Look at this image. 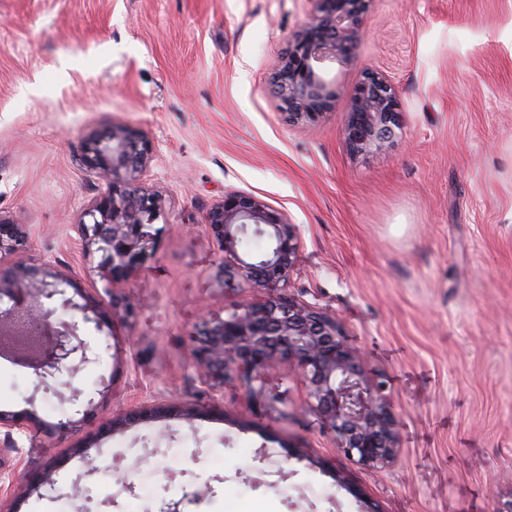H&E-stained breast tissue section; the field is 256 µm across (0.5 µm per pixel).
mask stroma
I'll use <instances>...</instances> for the list:
<instances>
[{"label":"stroma","instance_id":"35a3bbf8","mask_svg":"<svg viewBox=\"0 0 512 512\" xmlns=\"http://www.w3.org/2000/svg\"><path fill=\"white\" fill-rule=\"evenodd\" d=\"M311 0H0V215L24 260L102 288L76 243L100 193L81 158L122 125L160 146L142 183L161 199L154 254L121 293L132 318L86 325L98 363L35 392L0 358V412L72 431L0 446V512H499L512 502V0H372L333 110L288 125L271 82ZM388 76L401 137L353 153L343 127L365 68ZM286 213L300 237L287 292L336 318L384 386L396 458L366 466L307 387L264 369L274 410L232 373L203 382L187 350L203 320L265 301L225 284L204 224L225 192ZM93 400L75 416L71 388ZM178 416L131 426L133 410ZM112 434L100 435L108 421ZM94 465H87V458ZM53 486L27 480L52 460Z\"/></svg>","mask_w":512,"mask_h":512}]
</instances>
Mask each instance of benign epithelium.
Wrapping results in <instances>:
<instances>
[{"label":"benign epithelium","instance_id":"1","mask_svg":"<svg viewBox=\"0 0 512 512\" xmlns=\"http://www.w3.org/2000/svg\"><path fill=\"white\" fill-rule=\"evenodd\" d=\"M308 21L290 38L273 77V94L290 125H313L334 106V66L356 60L363 18L371 0H314ZM399 94L383 74L371 72L351 90L344 127L345 141L355 153L385 151L399 136ZM156 153L143 133L108 127L82 144V160L95 171L103 191L86 207L76 225L85 253L99 255L104 296H83L77 303L64 286L80 288L51 264L31 265L21 259L28 245L23 225L0 215V351L33 366L36 390L50 392L57 374L98 362L101 353L80 335V325L98 322L112 311L129 312L112 285L125 281L155 247L161 213L159 198L140 182ZM213 237L233 256L224 280L270 292L260 304L238 306L222 318L203 322L188 350L199 376L221 382L235 372L248 392L265 395L261 370L276 361L303 378L310 410L330 423L342 452L364 465L389 462L397 454V421L382 386L368 374L360 354L347 347L336 319L286 294L298 259L294 225L281 211L255 196L235 191L206 214ZM263 236L268 248L246 259L236 247L248 234ZM68 319L56 321V310ZM176 410L159 407L132 412L124 422L163 417ZM36 422L28 414L0 413V430H28Z\"/></svg>","mask_w":512,"mask_h":512}]
</instances>
